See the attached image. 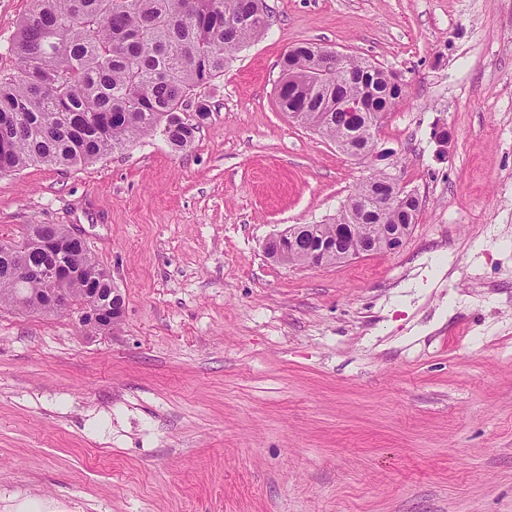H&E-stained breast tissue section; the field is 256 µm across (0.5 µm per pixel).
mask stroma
<instances>
[{
	"mask_svg": "<svg viewBox=\"0 0 512 512\" xmlns=\"http://www.w3.org/2000/svg\"><path fill=\"white\" fill-rule=\"evenodd\" d=\"M266 2L190 150L0 177V237L76 227L125 298L105 336L0 311V512H512V0ZM302 41L401 77L384 157L281 110ZM380 169L421 202L399 251L266 257Z\"/></svg>",
	"mask_w": 512,
	"mask_h": 512,
	"instance_id": "35a3bbf8",
	"label": "stroma"
}]
</instances>
